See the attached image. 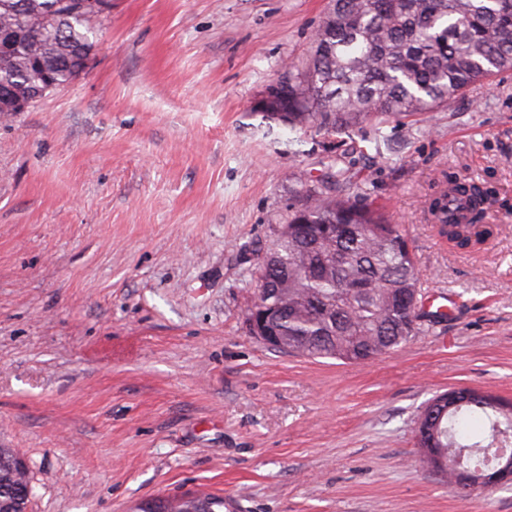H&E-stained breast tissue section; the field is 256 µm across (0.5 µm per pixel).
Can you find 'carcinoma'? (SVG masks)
<instances>
[{"mask_svg": "<svg viewBox=\"0 0 512 512\" xmlns=\"http://www.w3.org/2000/svg\"><path fill=\"white\" fill-rule=\"evenodd\" d=\"M103 0H0V85L18 102L32 87H65L86 72L95 47L91 21ZM512 69V0H329L304 69L272 84L260 107L292 129L346 133L385 116L429 112L448 99ZM323 174L298 180L288 207L256 267L260 307L275 309L272 329L288 353L345 363L373 360L399 348L417 330L404 294L421 289L409 245L379 211L357 204L336 187L351 175L333 155ZM451 190L468 202L469 216L450 220L443 198L433 222L460 247L484 242L492 230L477 220L489 193L475 182ZM435 397L423 411L419 445L449 459L470 450L468 467L486 469L499 446L512 448V405L489 392L446 409ZM475 420L484 438L467 431ZM14 453L0 448V512H25L27 483ZM154 512H224V497L150 498Z\"/></svg>", "mask_w": 512, "mask_h": 512, "instance_id": "1", "label": "carcinoma"}]
</instances>
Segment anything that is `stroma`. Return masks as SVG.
I'll return each mask as SVG.
<instances>
[{"label": "stroma", "instance_id": "1", "mask_svg": "<svg viewBox=\"0 0 512 512\" xmlns=\"http://www.w3.org/2000/svg\"><path fill=\"white\" fill-rule=\"evenodd\" d=\"M328 0H112L86 73L0 118V448L28 512H130L214 493L235 512H512V483L449 487L419 417L461 387L512 400V71L353 135L258 108ZM400 226L423 293L398 350L311 359L250 335L255 263L299 178ZM491 190L481 248L441 238L449 182Z\"/></svg>", "mask_w": 512, "mask_h": 512}]
</instances>
